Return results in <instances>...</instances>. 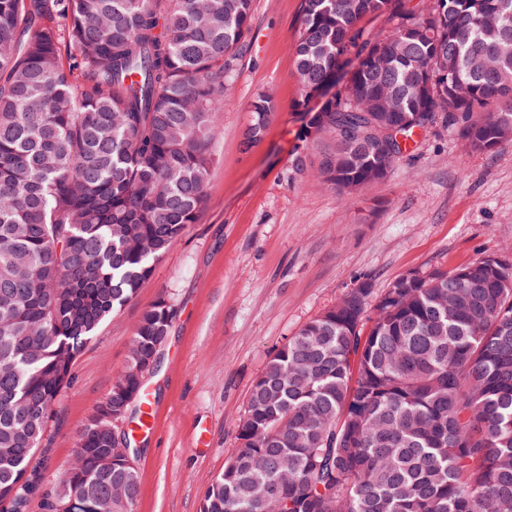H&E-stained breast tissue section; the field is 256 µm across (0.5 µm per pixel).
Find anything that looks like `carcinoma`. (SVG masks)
<instances>
[{"instance_id": "cac0c4a2", "label": "carcinoma", "mask_w": 512, "mask_h": 512, "mask_svg": "<svg viewBox=\"0 0 512 512\" xmlns=\"http://www.w3.org/2000/svg\"><path fill=\"white\" fill-rule=\"evenodd\" d=\"M371 14L384 37L364 36ZM252 16L253 0H0V512H134L135 449L108 415L157 367L167 296L49 490L43 443L78 356L196 222ZM292 47L304 141L332 139L316 177L345 193L438 123L478 151L512 138V0H301ZM276 111L254 98L242 151ZM403 281L372 304L352 289L276 350L200 512H512V257Z\"/></svg>"}]
</instances>
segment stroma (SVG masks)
Listing matches in <instances>:
<instances>
[{
  "label": "stroma",
  "instance_id": "35a3bbf8",
  "mask_svg": "<svg viewBox=\"0 0 512 512\" xmlns=\"http://www.w3.org/2000/svg\"><path fill=\"white\" fill-rule=\"evenodd\" d=\"M300 0H253L251 48L214 121L220 135L195 224L156 262L137 299L114 314L77 358L55 406L46 485L71 460L77 434L124 368L145 304L167 295L175 316L146 383L156 401L137 441L135 512H199L237 446L235 423L271 354L311 318L368 281L452 269L512 247V140L464 148L435 127L382 183L349 195L316 183L331 142L296 155L304 123L291 44ZM272 92L263 140L242 152L249 105Z\"/></svg>",
  "mask_w": 512,
  "mask_h": 512
}]
</instances>
